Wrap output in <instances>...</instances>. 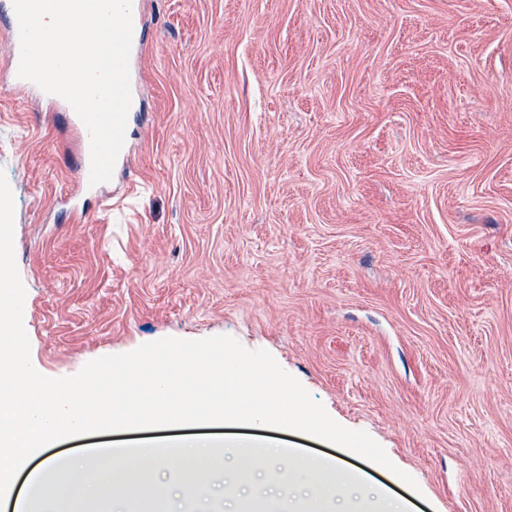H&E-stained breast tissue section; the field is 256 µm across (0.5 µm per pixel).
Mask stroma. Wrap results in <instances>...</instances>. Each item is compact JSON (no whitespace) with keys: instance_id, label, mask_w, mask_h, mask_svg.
Returning <instances> with one entry per match:
<instances>
[{"instance_id":"obj_1","label":"stroma","mask_w":512,"mask_h":512,"mask_svg":"<svg viewBox=\"0 0 512 512\" xmlns=\"http://www.w3.org/2000/svg\"><path fill=\"white\" fill-rule=\"evenodd\" d=\"M145 113L83 195L0 52V170L44 376L166 337L263 349L366 431L417 512H512V0H145ZM159 428L38 457L141 448ZM284 447L359 457L283 430ZM150 512H224L223 493Z\"/></svg>"}]
</instances>
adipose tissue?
<instances>
[{"label": "adipose tissue", "mask_w": 512, "mask_h": 512, "mask_svg": "<svg viewBox=\"0 0 512 512\" xmlns=\"http://www.w3.org/2000/svg\"><path fill=\"white\" fill-rule=\"evenodd\" d=\"M223 446L237 449L239 460L233 473L222 469L210 472L208 483L214 488L232 489L233 512H272L279 498L296 492L317 507L334 503L337 512H345L354 499L376 502L378 512H406L404 500L359 481L332 462L284 454L275 440L266 435L255 437L251 442L235 438L189 440L164 436L152 440L150 447L137 451L135 459L143 470L150 471L174 458L186 464L196 462ZM112 461V456L94 448L64 462L46 459L31 475L29 497L15 499L16 512H55L57 498L68 490L85 497L94 496L98 488L83 481V474L92 468L105 469Z\"/></svg>", "instance_id": "ef3b65f1"}]
</instances>
